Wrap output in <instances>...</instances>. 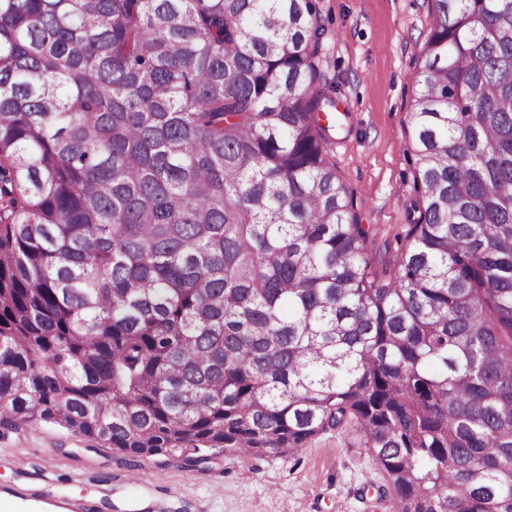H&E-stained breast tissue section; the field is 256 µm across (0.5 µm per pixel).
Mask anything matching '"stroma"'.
Returning <instances> with one entry per match:
<instances>
[{"label":"stroma","mask_w":512,"mask_h":512,"mask_svg":"<svg viewBox=\"0 0 512 512\" xmlns=\"http://www.w3.org/2000/svg\"><path fill=\"white\" fill-rule=\"evenodd\" d=\"M329 28L322 56L336 83L343 130L331 161L353 193L359 223L383 256L417 196L409 102L428 0H317ZM141 484L131 485L127 473ZM393 488L356 430L328 432L282 457L218 454L204 470L158 457L132 459L49 425L0 433V504L8 512H60L72 499L92 512H391Z\"/></svg>","instance_id":"stroma-1"}]
</instances>
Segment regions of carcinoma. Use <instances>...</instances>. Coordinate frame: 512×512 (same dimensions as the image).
Here are the masks:
<instances>
[{"label": "carcinoma", "mask_w": 512, "mask_h": 512, "mask_svg": "<svg viewBox=\"0 0 512 512\" xmlns=\"http://www.w3.org/2000/svg\"><path fill=\"white\" fill-rule=\"evenodd\" d=\"M373 260L317 0H0V428L195 468L353 423L394 512H512V0H429Z\"/></svg>", "instance_id": "obj_1"}]
</instances>
